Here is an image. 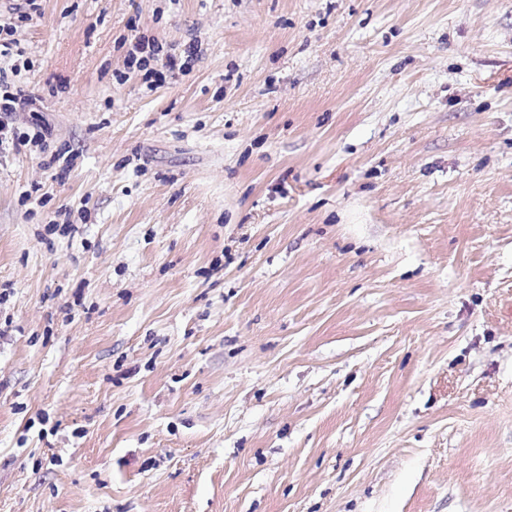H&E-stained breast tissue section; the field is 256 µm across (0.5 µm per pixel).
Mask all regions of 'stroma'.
<instances>
[{
    "mask_svg": "<svg viewBox=\"0 0 512 512\" xmlns=\"http://www.w3.org/2000/svg\"><path fill=\"white\" fill-rule=\"evenodd\" d=\"M38 4L0 512H512V0ZM163 46L158 40L141 38L136 40L132 49L128 51L124 58V68L127 72L145 71L144 82L150 90L164 85L168 78L174 75L176 70L183 71L185 62L181 63V56L174 53H163ZM163 56L161 69L149 68L150 62H158L159 56Z\"/></svg>",
    "mask_w": 512,
    "mask_h": 512,
    "instance_id": "stroma-1",
    "label": "stroma"
}]
</instances>
